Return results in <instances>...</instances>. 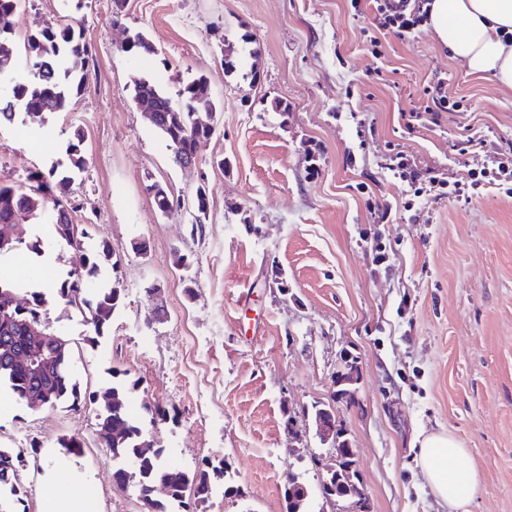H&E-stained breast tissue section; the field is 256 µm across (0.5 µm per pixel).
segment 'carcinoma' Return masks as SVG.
<instances>
[{"label": "carcinoma", "mask_w": 512, "mask_h": 512, "mask_svg": "<svg viewBox=\"0 0 512 512\" xmlns=\"http://www.w3.org/2000/svg\"><path fill=\"white\" fill-rule=\"evenodd\" d=\"M24 45L30 62L28 77L17 73L15 44L7 31L0 30V75L8 76V83H0V89L9 90V100L0 99V127L14 123L19 105L34 116L70 111L73 100L83 93L88 81L91 50L79 26L71 22H49L27 35ZM121 50L137 57L155 53L143 32L130 36ZM136 99L140 106L148 105L155 112L153 127L168 142L178 165L198 155L201 146L215 134L212 127H195L191 123V115L196 112H217L208 80L202 75L183 85L175 100L153 85L149 77L141 75L136 83ZM66 152L71 167L80 170L85 166L80 131H75ZM69 181L68 176L57 177V170L53 169L46 174L32 172L19 185L0 184V230L9 229V240L0 248V257L30 254L40 257L46 241L59 247L65 245L67 225L74 223L73 207L67 199ZM145 190L157 211L164 215L173 212V206L179 203L157 181L147 184ZM193 202L196 212L193 226L199 229L208 209L204 186L197 187ZM49 206L52 213L45 237L31 235L28 219L41 215ZM120 264L121 259L112 252L110 244L101 240L86 250L80 267L64 278L45 282L41 289L0 273V339L10 338L19 349L27 347L23 322L47 320L48 296L51 295L80 313L91 326L88 341L99 342L107 336L125 296L123 280L118 275ZM1 384L8 387L18 404L32 390L40 389L47 394L49 407L66 404L76 411L88 405L96 406L100 430L105 434V445L112 458V481L123 490L131 478H137L139 496L149 503L146 512H194L209 500L213 479L224 475L222 461L217 464L205 461L190 475L162 461L164 449L161 447L142 454L146 424L167 416L166 410L145 402L143 415H133L129 400L137 390V383L121 379L117 370L112 373V384L94 391L82 389L73 373L72 345L68 339L58 344L53 356L42 361L34 372L16 368L0 358ZM343 451V470L331 485L321 486L325 497L347 498L356 491L359 479L354 469V450L346 442ZM23 454L22 450L0 448V495L8 500L22 501L19 466ZM130 462L136 463L134 474L127 469ZM160 484L169 488L163 501L152 497L153 488ZM308 496L304 483L288 473L287 512H301Z\"/></svg>", "instance_id": "carcinoma-1"}]
</instances>
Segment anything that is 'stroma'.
<instances>
[{
  "label": "stroma",
  "instance_id": "1",
  "mask_svg": "<svg viewBox=\"0 0 512 512\" xmlns=\"http://www.w3.org/2000/svg\"><path fill=\"white\" fill-rule=\"evenodd\" d=\"M63 17L92 49L86 88L70 111L21 110L0 128V183L35 168L70 175L77 222L122 259L124 304L100 342L87 343L80 314L48 305L82 387L111 384L118 369L138 384L131 410L146 398L174 412L148 428L166 461L187 472L224 464L205 512H286L292 473L308 512H349V500L319 490L323 405L355 451L367 512H449L412 448L417 433L440 431L480 475L466 512H512V196L426 198L407 211L408 186L386 167L402 150L425 176H467L475 163L455 149L465 136L490 157L512 146V90L467 74L424 26L379 36L373 57L368 0L357 14L348 0H21L7 25L20 43ZM137 31L157 56L121 52ZM140 73L172 95L207 77L219 133L193 169L174 163L138 109ZM437 79L462 111L406 130L401 113L423 110ZM276 100L287 116L271 110ZM77 130L81 171L66 154ZM150 179L185 198L205 187L202 231L186 211L155 210ZM158 285L161 323L151 320ZM344 355L358 361L350 400L332 382ZM65 435L83 440L82 454L59 446ZM0 448L25 451L26 512L77 484L92 512H143L135 487L112 484L93 408L31 411L1 393ZM228 482L241 497H224Z\"/></svg>",
  "mask_w": 512,
  "mask_h": 512
}]
</instances>
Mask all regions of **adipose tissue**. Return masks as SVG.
<instances>
[{
  "label": "adipose tissue",
  "mask_w": 512,
  "mask_h": 512,
  "mask_svg": "<svg viewBox=\"0 0 512 512\" xmlns=\"http://www.w3.org/2000/svg\"><path fill=\"white\" fill-rule=\"evenodd\" d=\"M429 30L468 74L512 89V0H432ZM417 444L433 493L457 512L480 488L478 473L457 464L465 449L445 433L418 437Z\"/></svg>",
  "instance_id": "ef3b65f1"
}]
</instances>
